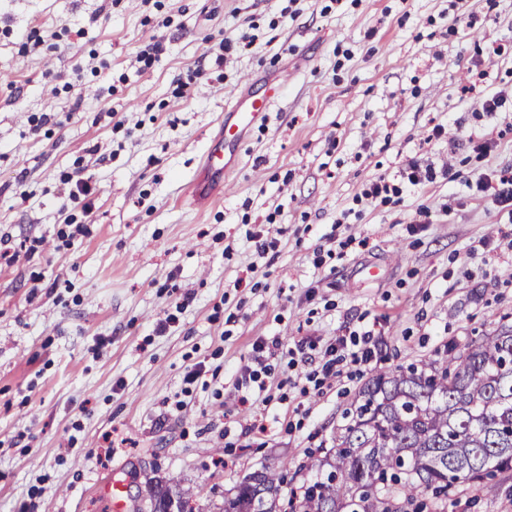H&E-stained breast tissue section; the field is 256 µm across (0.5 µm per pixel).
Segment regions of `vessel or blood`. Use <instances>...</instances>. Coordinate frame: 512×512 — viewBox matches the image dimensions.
<instances>
[{"instance_id":"vessel-or-blood-1","label":"vessel or blood","mask_w":512,"mask_h":512,"mask_svg":"<svg viewBox=\"0 0 512 512\" xmlns=\"http://www.w3.org/2000/svg\"><path fill=\"white\" fill-rule=\"evenodd\" d=\"M275 94V88L270 87L263 95L253 94L237 100L232 105L231 116L225 119L220 136L204 155V162L208 169L217 173L227 171L226 152L236 149L245 131L264 119Z\"/></svg>"}]
</instances>
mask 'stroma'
Segmentation results:
<instances>
[{
    "mask_svg": "<svg viewBox=\"0 0 512 512\" xmlns=\"http://www.w3.org/2000/svg\"><path fill=\"white\" fill-rule=\"evenodd\" d=\"M34 29L45 46L22 52ZM494 40L512 44V0H0V512H106L109 479L136 512L146 481L172 476L194 512H224L244 475L282 460L288 491L364 381L304 396L282 358L263 405L235 388L257 338L375 326L394 367L512 326V220L468 188L512 171V55L488 59ZM219 55L223 79L175 94ZM283 75L269 119L209 172L246 78ZM412 160L436 181L362 200ZM78 170L87 212L69 197ZM260 230L278 242L262 258ZM494 482L448 512H512V478ZM403 192L402 188L397 185H390L386 179L382 176L372 180L369 187L366 189L364 195L367 199L377 201L380 199V203H387L391 200V195H399Z\"/></svg>",
    "mask_w": 512,
    "mask_h": 512,
    "instance_id": "stroma-1",
    "label": "stroma"
}]
</instances>
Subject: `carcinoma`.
<instances>
[{"mask_svg": "<svg viewBox=\"0 0 512 512\" xmlns=\"http://www.w3.org/2000/svg\"><path fill=\"white\" fill-rule=\"evenodd\" d=\"M332 446L308 468L291 512H445L468 486L512 469V328L464 348L372 374L343 414ZM288 464L242 477L224 499L233 512H273ZM151 512L175 500L193 512L178 480L148 483Z\"/></svg>", "mask_w": 512, "mask_h": 512, "instance_id": "carcinoma-1", "label": "carcinoma"}]
</instances>
